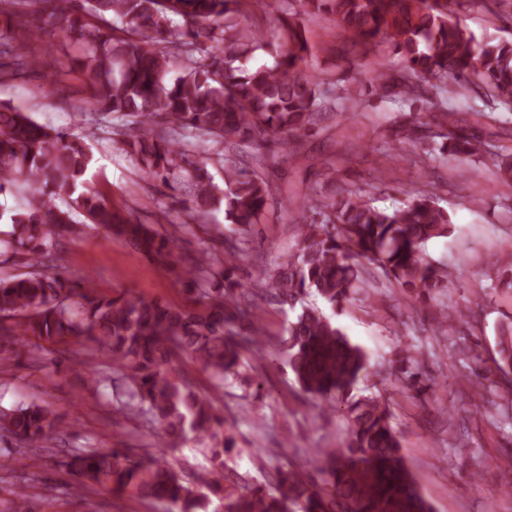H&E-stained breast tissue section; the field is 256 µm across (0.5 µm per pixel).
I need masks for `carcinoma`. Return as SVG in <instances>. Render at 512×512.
<instances>
[{
	"instance_id": "cac0c4a2",
	"label": "carcinoma",
	"mask_w": 512,
	"mask_h": 512,
	"mask_svg": "<svg viewBox=\"0 0 512 512\" xmlns=\"http://www.w3.org/2000/svg\"><path fill=\"white\" fill-rule=\"evenodd\" d=\"M48 23L85 48L83 66L98 106L129 118L118 150L142 173L172 189H183L188 208L209 212L224 201L225 219L245 234L272 198L268 181L218 153L224 186L188 159L173 135L202 132L216 146L271 142L278 148L310 128L323 79L305 62L311 47L297 16L329 14L361 47L364 58L387 43L405 62L403 69L375 70L374 92L408 107L426 99L427 89L448 92L453 81L479 100L484 110L512 112V43H480L453 20L448 4L457 0H298L280 31L272 64H250L262 49L256 31L238 20L240 0H39ZM101 19L98 25L86 16ZM115 16L127 21L128 36L113 35ZM54 70L49 58L13 55L0 78H15L31 67ZM439 152L485 159L499 179L512 183V153L493 152L485 140L448 125ZM93 160L90 147L29 114L0 106V194L28 189L27 204L8 217L7 246L26 271L0 277V338L18 350L65 336L86 339L112 353L121 382L114 411L145 418L160 428V449L106 452L84 449L65 463L78 478L76 489L99 485L167 512H432L419 493L401 454L388 401L364 395L370 381L367 353L352 343L323 310L305 304L315 296L334 310L369 286L373 266L402 291L425 299L448 287V269L429 258L427 241L448 234L451 221L431 191L392 210L379 209L350 193L318 201L297 214L295 251L267 274L263 290L300 311L288 324L281 352L300 388L324 410L342 405L346 446L317 448L308 464L322 484L303 470L278 466L270 487L250 483L228 464L236 440L234 424L181 380L174 358L183 354L220 382L251 384L246 354L264 353L258 305L237 278L248 240L224 237V255L208 251L181 265L180 277L195 294V305L173 307L123 294L99 295L92 281L71 288L57 271L56 254L73 214L120 237L163 262H173L174 240L148 224L136 223L91 191L84 176ZM470 310L444 312L442 324H466ZM494 367L473 373L490 379L512 372V318L499 323ZM395 372L408 390L430 389L418 350H407ZM497 408L512 405V389L493 381ZM57 419L47 406L0 408V433L30 445L48 438ZM191 443L204 450L209 467L186 477L169 454Z\"/></svg>"
}]
</instances>
